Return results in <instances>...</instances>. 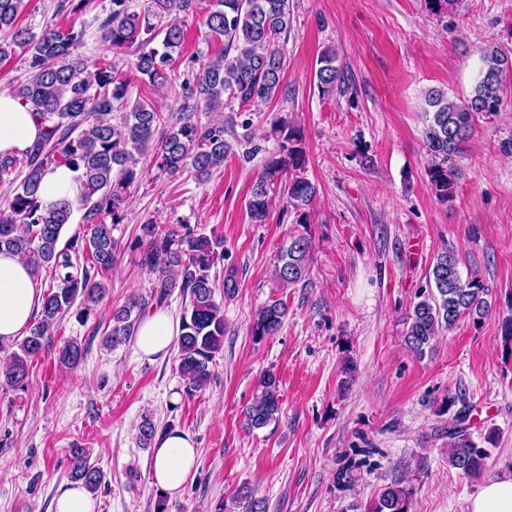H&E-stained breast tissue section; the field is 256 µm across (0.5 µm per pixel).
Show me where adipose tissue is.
<instances>
[{
    "label": "adipose tissue",
    "mask_w": 512,
    "mask_h": 512,
    "mask_svg": "<svg viewBox=\"0 0 512 512\" xmlns=\"http://www.w3.org/2000/svg\"><path fill=\"white\" fill-rule=\"evenodd\" d=\"M41 135L32 112L19 99L0 92V154L25 150ZM28 263L10 252L0 253V344L19 338L34 320L42 298ZM180 336V322L169 311L150 312L140 322L135 348L155 359L169 354ZM199 450L192 436L178 429L160 437L152 451V483L177 496L195 472ZM469 512H512V476L485 482L472 497Z\"/></svg>",
    "instance_id": "adipose-tissue-1"
}]
</instances>
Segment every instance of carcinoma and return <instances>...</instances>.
Listing matches in <instances>:
<instances>
[{"label":"carcinoma","instance_id":"1","mask_svg":"<svg viewBox=\"0 0 512 512\" xmlns=\"http://www.w3.org/2000/svg\"><path fill=\"white\" fill-rule=\"evenodd\" d=\"M29 0H0V60L19 48L26 54L27 77L12 94L29 105L42 132L28 149L0 156V185L11 195L0 210V251L15 253L31 267L34 276L50 273L43 291L37 320L17 349L7 353L0 366V388L24 387L31 360L40 354L55 327L74 304L77 316H89L106 295L108 285L98 276L116 262L117 241L113 231L125 219V206L142 179L140 159L152 154L158 169L169 177L190 170L199 181L224 166L232 145L225 139L224 104L267 102L280 91L285 57L280 40L293 26L292 0H214L205 19L211 35L224 39V49L200 65L194 79L182 86L181 112L167 115L149 99H129L130 79L106 57L90 63L78 54L85 45L89 24L82 21L67 28L45 25L40 32L19 25ZM133 0H110L106 16L96 17L105 46L114 51L137 50L135 70L151 85L168 80L172 53L184 40L180 21L173 14L192 13L197 0H150L142 12L132 10ZM512 60L498 47L482 54L479 79L470 95L451 99L439 88L424 97L426 126L424 144L428 156V185L442 203L454 195L458 179L457 158L470 139L476 118H490L501 111L500 88ZM319 93L342 88L343 71L336 65V52L328 50L318 60L314 74ZM216 112L203 123L198 112ZM279 141L254 180L247 209L255 224L266 222L278 191L286 193L295 223H309L310 207L318 188L301 176L306 151L300 130L287 118L271 124ZM66 166L77 173L80 223L87 233L60 245L65 225L74 210L68 201L46 208L39 200V187L51 167ZM183 233L162 231L153 221L140 225L137 238L140 266L154 275L149 295L134 299L112 311V326L105 335L109 347L126 342L141 310L164 304L174 290L190 297L180 316L176 370L185 382L187 395L204 389L213 372L210 364L224 344V306L215 299L216 284L210 270L224 258V242L215 235L197 233L182 225ZM311 238L299 234L282 248L275 265L276 278L293 285L307 276ZM487 289L475 275L462 277L459 258L453 251L437 254L429 271L428 289L417 296L406 317L404 340L417 356H423L435 336L450 330L463 318H485L490 304ZM287 315L285 304L273 300L254 313L249 334L260 342L277 335ZM84 347L68 341L58 352V363L76 367ZM279 379L273 369L256 378L252 396L243 409V425L249 431L278 421ZM466 413L457 411L448 426V465L471 477L482 475L490 453L478 446L463 426ZM168 427L158 428L144 417L140 437L149 445ZM70 478L96 491L105 475L90 463L83 448L69 452ZM412 489L400 480L386 485L364 512H410Z\"/></svg>","mask_w":512,"mask_h":512}]
</instances>
